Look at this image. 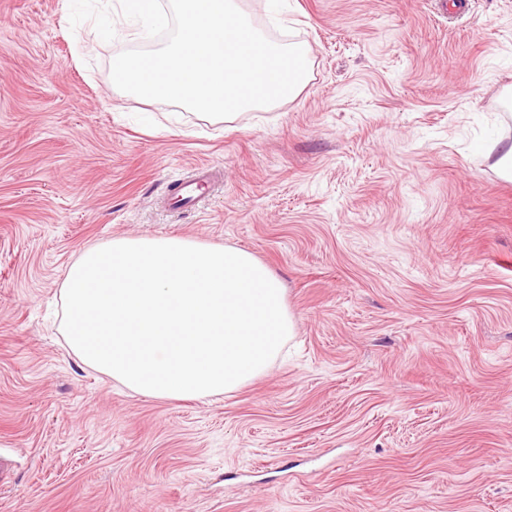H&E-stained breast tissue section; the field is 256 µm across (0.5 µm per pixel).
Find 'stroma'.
<instances>
[{
  "label": "stroma",
  "mask_w": 512,
  "mask_h": 512,
  "mask_svg": "<svg viewBox=\"0 0 512 512\" xmlns=\"http://www.w3.org/2000/svg\"><path fill=\"white\" fill-rule=\"evenodd\" d=\"M311 81L233 129L114 87L139 25L0 0V512H512V0H264ZM195 213L164 203L197 163ZM251 252L295 321L231 395L147 398L81 363L60 289L89 244Z\"/></svg>",
  "instance_id": "obj_1"
}]
</instances>
